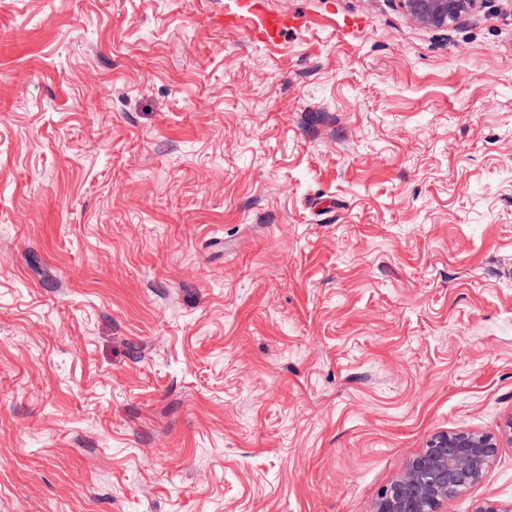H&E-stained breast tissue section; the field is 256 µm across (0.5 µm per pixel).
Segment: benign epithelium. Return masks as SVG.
<instances>
[{"label": "benign epithelium", "mask_w": 512, "mask_h": 512, "mask_svg": "<svg viewBox=\"0 0 512 512\" xmlns=\"http://www.w3.org/2000/svg\"><path fill=\"white\" fill-rule=\"evenodd\" d=\"M413 21L431 28L460 22L478 0H398ZM512 447V417L497 433L457 430L435 435L409 458L399 476L380 493L374 512H436L462 489L481 483L496 453Z\"/></svg>", "instance_id": "benign-epithelium-1"}]
</instances>
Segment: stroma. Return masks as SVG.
I'll return each instance as SVG.
<instances>
[{"mask_svg":"<svg viewBox=\"0 0 512 512\" xmlns=\"http://www.w3.org/2000/svg\"><path fill=\"white\" fill-rule=\"evenodd\" d=\"M236 3L0 0V512H373L512 416V0ZM265 3V0L239 1L237 11L224 15V25L236 27L245 16H255L260 24L253 30L254 37L264 41L274 40L285 25V21L281 16L269 12ZM413 21L431 28H443L460 22L473 12L478 0H398Z\"/></svg>","mask_w":512,"mask_h":512,"instance_id":"35a3bbf8","label":"stroma"}]
</instances>
